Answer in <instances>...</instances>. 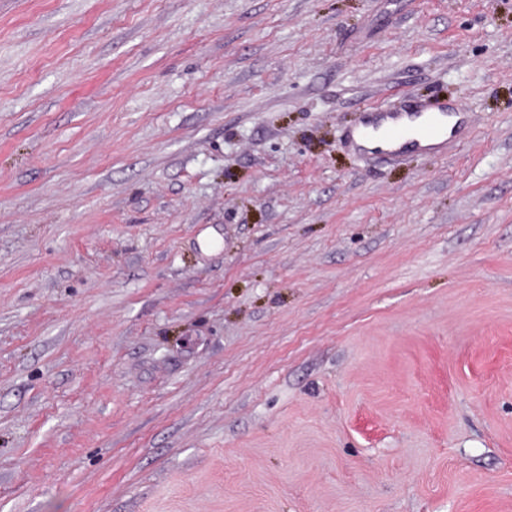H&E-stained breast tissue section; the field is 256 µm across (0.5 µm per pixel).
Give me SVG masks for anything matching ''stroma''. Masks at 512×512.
Returning <instances> with one entry per match:
<instances>
[{"instance_id":"obj_1","label":"stroma","mask_w":512,"mask_h":512,"mask_svg":"<svg viewBox=\"0 0 512 512\" xmlns=\"http://www.w3.org/2000/svg\"><path fill=\"white\" fill-rule=\"evenodd\" d=\"M0 512H512V0H0ZM398 105L377 106L362 112L357 126L348 132L354 147L363 153L399 159L412 153L439 152L463 129L464 108L438 98L421 100L399 96ZM455 121L448 135V126Z\"/></svg>"}]
</instances>
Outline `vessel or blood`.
<instances>
[{"label":"vessel or blood","mask_w":512,"mask_h":512,"mask_svg":"<svg viewBox=\"0 0 512 512\" xmlns=\"http://www.w3.org/2000/svg\"><path fill=\"white\" fill-rule=\"evenodd\" d=\"M462 112L461 106L438 98L421 100L405 94L398 104L364 111L348 138L360 152L393 159L439 152L446 149L450 136L461 133Z\"/></svg>","instance_id":"obj_1"}]
</instances>
